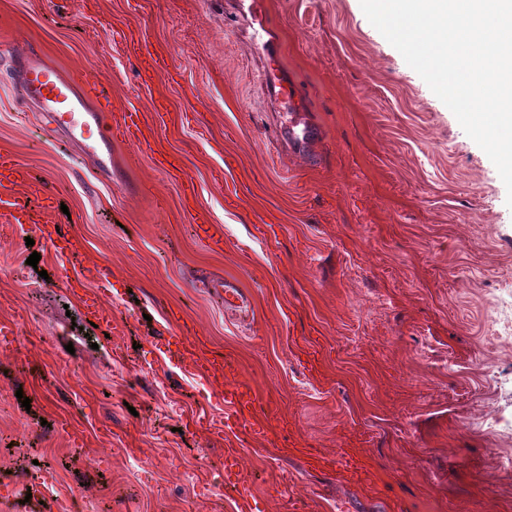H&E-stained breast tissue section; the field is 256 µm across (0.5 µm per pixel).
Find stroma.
<instances>
[{"instance_id": "stroma-1", "label": "stroma", "mask_w": 512, "mask_h": 512, "mask_svg": "<svg viewBox=\"0 0 512 512\" xmlns=\"http://www.w3.org/2000/svg\"><path fill=\"white\" fill-rule=\"evenodd\" d=\"M15 39L91 68L115 102L150 113L166 98L152 141L182 158L223 251L194 236L178 183L148 151L113 147L106 181L20 111ZM141 47L176 71L141 85ZM266 63L304 96L273 104ZM292 112L321 130L313 164L279 149ZM1 151L33 171L20 199L64 203L68 268L124 328L94 327L44 241L0 226V323L19 332L17 352L0 355V488L40 472L49 486L0 499V512H56L86 494L97 512H233L210 492L224 435L191 423L220 424L224 397L192 364L159 357L172 311L274 401L265 437L237 442L267 512H512V208L492 161L360 0H260L253 14L238 0H94L87 12L0 0ZM97 266L109 280L89 277ZM210 274L239 281L249 318L197 287ZM68 419L104 459L78 456ZM293 442L351 449L364 467L307 469Z\"/></svg>"}]
</instances>
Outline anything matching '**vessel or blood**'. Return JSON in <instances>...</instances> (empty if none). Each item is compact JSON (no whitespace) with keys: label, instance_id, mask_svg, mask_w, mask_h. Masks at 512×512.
Here are the masks:
<instances>
[{"label":"vessel or blood","instance_id":"obj_1","mask_svg":"<svg viewBox=\"0 0 512 512\" xmlns=\"http://www.w3.org/2000/svg\"><path fill=\"white\" fill-rule=\"evenodd\" d=\"M10 66L14 85L24 108L43 112L48 116L49 130L63 139L93 170L104 178L112 176V147L121 143L138 149L146 141V115L128 107L114 111L112 95L98 76L88 68L64 70L47 61L31 45L10 48ZM280 139L290 153L302 164H309L313 147L320 132L303 115L291 114L287 125L281 126ZM154 170L167 178L181 181L185 197H192L193 186L187 181L178 155L158 151L152 157ZM32 179L28 166L10 154L0 153V223L12 226H32L62 259L74 253L73 242L50 213L54 208L52 197H44L39 207H32L15 195L17 188ZM190 221L198 240L209 250L224 249V227L214 222L210 212L201 206L188 208ZM208 288L223 295L224 310L242 313L247 299L235 283L221 277L208 281ZM82 304L86 317L108 333H119L121 324L112 316V309L91 288L84 289ZM190 332L179 327L166 336L161 352L174 366L186 359ZM198 374L209 383L224 390V437L232 442L240 434L264 431V421L258 411L263 399L251 388L235 379L234 366L217 356H205L197 364ZM304 463L314 470L345 474L360 466L359 459L346 448L328 454L318 448L304 451ZM224 481L235 491V512H265L251 489L252 477L243 466L242 449L232 447L224 451Z\"/></svg>","mask_w":512,"mask_h":512}]
</instances>
